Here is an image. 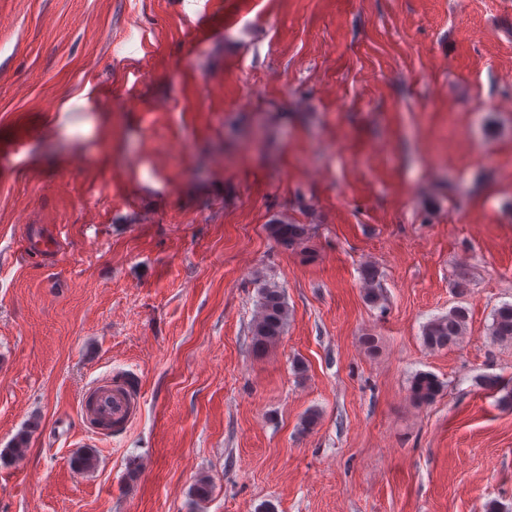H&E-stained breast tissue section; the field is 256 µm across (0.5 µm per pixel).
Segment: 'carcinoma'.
<instances>
[{
    "instance_id": "obj_1",
    "label": "carcinoma",
    "mask_w": 512,
    "mask_h": 512,
    "mask_svg": "<svg viewBox=\"0 0 512 512\" xmlns=\"http://www.w3.org/2000/svg\"><path fill=\"white\" fill-rule=\"evenodd\" d=\"M270 236L286 247H299L304 244L307 230L288 218H274L267 225ZM361 279L366 286V297L372 303L381 299L379 292L380 272L373 265L361 270ZM468 310L455 306L448 313L428 321L422 330L423 344L430 350H442L458 344L467 332ZM288 322V304L284 289L270 279H263L257 285L256 313L250 325L251 349L256 355L265 352L282 336ZM489 336L500 343H512V303H504L496 308L492 315ZM482 388L502 393L499 402L512 405V389L506 387L497 376L480 378ZM442 390L441 382L431 373L416 374L410 384V396L419 405L433 403ZM27 433L18 434L13 444L0 450V463L8 465L22 458L26 447ZM72 467L82 473L90 472L97 466V457L93 450L78 452L71 459ZM210 478L200 477L191 488L192 503L197 505L212 495Z\"/></svg>"
}]
</instances>
